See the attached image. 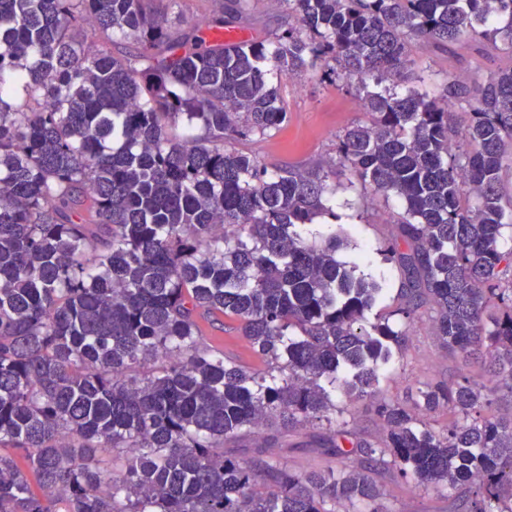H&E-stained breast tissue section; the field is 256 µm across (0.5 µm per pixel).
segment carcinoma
<instances>
[{
	"instance_id": "1",
	"label": "carcinoma",
	"mask_w": 512,
	"mask_h": 512,
	"mask_svg": "<svg viewBox=\"0 0 512 512\" xmlns=\"http://www.w3.org/2000/svg\"><path fill=\"white\" fill-rule=\"evenodd\" d=\"M278 2L296 24L226 42L224 28L254 24L249 0L187 30L146 0H0V447L26 453L41 489L0 454V512H383L377 475L446 491L443 512H512V413H490L512 395V66L437 96L394 85L422 81L416 42L512 55V0ZM98 34L137 51L114 56ZM318 68L358 78L370 116L339 136L338 162L403 202L383 249L405 273L399 323L364 327L381 283L337 260L336 239L298 232L334 216L330 167L270 173L224 149L285 122L270 72ZM455 102L470 119L454 153ZM427 305L448 352L481 373L379 403L381 440L344 449L336 391L372 396ZM201 310L242 321L267 371L201 350ZM441 408L452 420L437 433L424 417ZM323 419L328 447L369 471L220 451ZM112 449L127 453L118 473Z\"/></svg>"
}]
</instances>
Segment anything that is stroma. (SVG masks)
<instances>
[{
    "instance_id": "stroma-1",
    "label": "stroma",
    "mask_w": 512,
    "mask_h": 512,
    "mask_svg": "<svg viewBox=\"0 0 512 512\" xmlns=\"http://www.w3.org/2000/svg\"><path fill=\"white\" fill-rule=\"evenodd\" d=\"M227 3L228 0H147L146 7L158 15L178 16L194 22L210 17ZM413 55L426 77L420 89L432 95L441 91L448 76L461 74L480 81L491 71L512 62V55L479 53L469 45L457 46L450 52L418 43L413 47ZM278 88L287 110L285 123L267 135L231 139L224 144L227 151L257 157L268 171L306 167L335 159L339 136L347 127L366 119L361 100L344 83L306 73L282 78ZM329 182L336 188L332 198L335 218H316L314 223L301 227L300 234L309 242L331 236L340 238L342 245L336 252L337 259L356 265L358 273L382 283L384 297L367 316L368 322L373 323L396 307L404 279L400 266L382 255L384 246L396 234L389 218L401 211L402 202L393 195L372 197L361 183L352 182L345 167L336 168ZM198 324L201 347L222 352L225 358L248 371L267 370V363L255 354L245 339L239 320L228 317L217 320L204 314ZM475 372L474 364L449 354L438 343L431 312L423 308L411 324L395 363L380 372L375 390L378 398L406 402L427 384ZM336 408L348 420L354 438L375 441L382 438V425L369 401H351L340 396L336 399ZM327 435L326 426L321 424L283 429L271 433L265 441L248 434L225 445L224 452L248 460L262 448L266 453L284 456L288 465L300 472L364 467L361 456H336L325 452L322 442ZM381 486L389 512H440L444 506L441 491H425L410 481L386 478Z\"/></svg>"
}]
</instances>
